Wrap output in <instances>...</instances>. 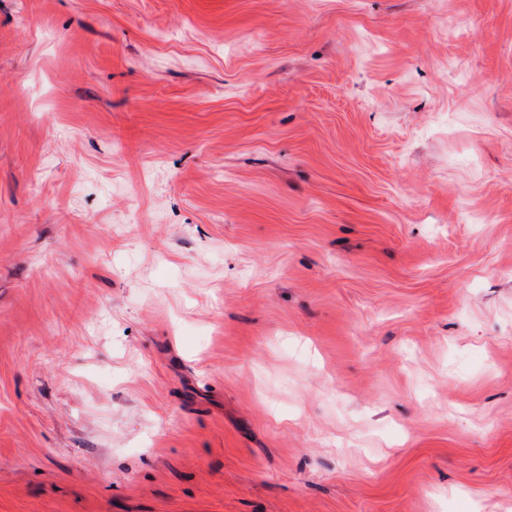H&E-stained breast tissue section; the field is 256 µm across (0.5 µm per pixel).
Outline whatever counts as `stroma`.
Wrapping results in <instances>:
<instances>
[{
	"mask_svg": "<svg viewBox=\"0 0 512 512\" xmlns=\"http://www.w3.org/2000/svg\"><path fill=\"white\" fill-rule=\"evenodd\" d=\"M0 512H512V0H0Z\"/></svg>",
	"mask_w": 512,
	"mask_h": 512,
	"instance_id": "1",
	"label": "stroma"
}]
</instances>
